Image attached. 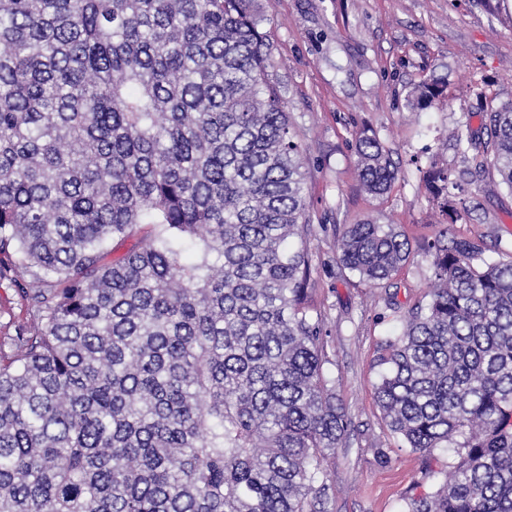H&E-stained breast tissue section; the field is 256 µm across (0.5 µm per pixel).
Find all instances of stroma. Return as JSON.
<instances>
[{
  "label": "stroma",
  "instance_id": "obj_1",
  "mask_svg": "<svg viewBox=\"0 0 512 512\" xmlns=\"http://www.w3.org/2000/svg\"><path fill=\"white\" fill-rule=\"evenodd\" d=\"M272 45L271 72L284 88L291 130L302 146L312 234L306 303L324 337V369L351 430L326 463L332 512H408L413 499L449 476L455 452L409 448L385 424L374 398L382 344L400 334L435 279L429 243L440 232L468 239L488 260L512 257V190L486 172L466 183L469 218L442 226L429 206L419 165L437 159L451 172L469 164L456 132H480L477 94L512 103V0H258ZM433 77L443 102L407 104L411 88ZM371 130L392 151L399 176L381 197L365 193L353 143ZM367 217L392 224L410 255L391 279L363 282L339 260L336 236ZM0 258V357L39 321Z\"/></svg>",
  "mask_w": 512,
  "mask_h": 512
}]
</instances>
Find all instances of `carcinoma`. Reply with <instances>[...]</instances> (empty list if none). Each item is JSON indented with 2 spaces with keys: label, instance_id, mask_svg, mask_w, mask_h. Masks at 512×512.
Listing matches in <instances>:
<instances>
[{
  "label": "carcinoma",
  "instance_id": "1",
  "mask_svg": "<svg viewBox=\"0 0 512 512\" xmlns=\"http://www.w3.org/2000/svg\"><path fill=\"white\" fill-rule=\"evenodd\" d=\"M261 23L257 0H0V255L40 313L0 363V512H330L351 419L304 303L301 150ZM484 130L456 141L512 191V103ZM354 153L386 194L391 151L363 132ZM422 181L444 220L468 212L448 169ZM445 238L374 396L409 447L456 449L409 512H512V259ZM336 247L369 283L409 251L371 219Z\"/></svg>",
  "mask_w": 512,
  "mask_h": 512
}]
</instances>
